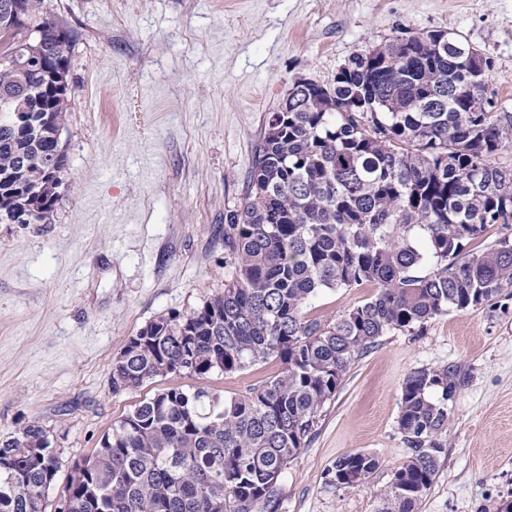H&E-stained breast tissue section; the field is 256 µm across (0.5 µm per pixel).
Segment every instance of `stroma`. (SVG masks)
I'll use <instances>...</instances> for the list:
<instances>
[{
	"label": "stroma",
	"mask_w": 512,
	"mask_h": 512,
	"mask_svg": "<svg viewBox=\"0 0 512 512\" xmlns=\"http://www.w3.org/2000/svg\"><path fill=\"white\" fill-rule=\"evenodd\" d=\"M71 36L67 173L45 221L0 220V440L41 426L60 467L56 504L112 423L156 387L112 390V363L158 316L224 289V224L239 209L268 112L296 81L331 82L355 52L441 30L491 58L485 95L512 113V0H44ZM371 286L325 290L333 320ZM456 366L445 450L418 512H501L512 502V290L414 331H393L351 368L282 475L278 512H378L409 454L404 379ZM277 359L210 374L227 396ZM377 461L336 487V459Z\"/></svg>",
	"instance_id": "stroma-1"
}]
</instances>
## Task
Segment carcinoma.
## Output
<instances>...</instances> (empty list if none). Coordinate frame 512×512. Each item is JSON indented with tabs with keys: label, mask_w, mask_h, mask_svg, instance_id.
<instances>
[{
	"label": "carcinoma",
	"mask_w": 512,
	"mask_h": 512,
	"mask_svg": "<svg viewBox=\"0 0 512 512\" xmlns=\"http://www.w3.org/2000/svg\"><path fill=\"white\" fill-rule=\"evenodd\" d=\"M0 0V215L50 213L67 169L51 153L69 100L46 111L47 70H18L38 52L67 59L69 33L43 0L16 23ZM457 38L398 37L353 53L322 88L297 81L258 140L241 209L227 216L224 291L190 313L161 315L130 337L112 365V392L183 374L283 369L225 398L204 384L165 387L112 424L77 466L66 512H278L280 478L315 433L352 365L392 331L490 302L512 289V166L492 157L512 143V113L495 112ZM30 114L13 119L15 110ZM377 293L333 322L307 316L321 291ZM454 366L420 369L401 391L398 426L410 449L379 512H417L431 489L448 428ZM368 454L336 460L331 483L375 469ZM59 469L47 432L29 425L0 442V512H46Z\"/></svg>",
	"instance_id": "1"
}]
</instances>
